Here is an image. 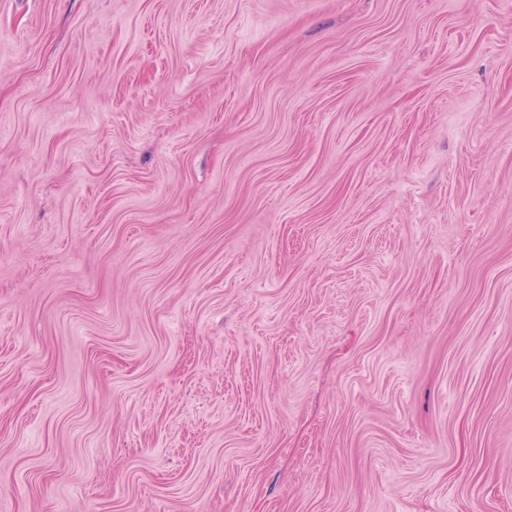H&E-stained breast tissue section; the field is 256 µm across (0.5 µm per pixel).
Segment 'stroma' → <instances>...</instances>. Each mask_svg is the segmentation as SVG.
Segmentation results:
<instances>
[{
	"label": "stroma",
	"mask_w": 512,
	"mask_h": 512,
	"mask_svg": "<svg viewBox=\"0 0 512 512\" xmlns=\"http://www.w3.org/2000/svg\"><path fill=\"white\" fill-rule=\"evenodd\" d=\"M0 512H512V0H0Z\"/></svg>",
	"instance_id": "1"
}]
</instances>
